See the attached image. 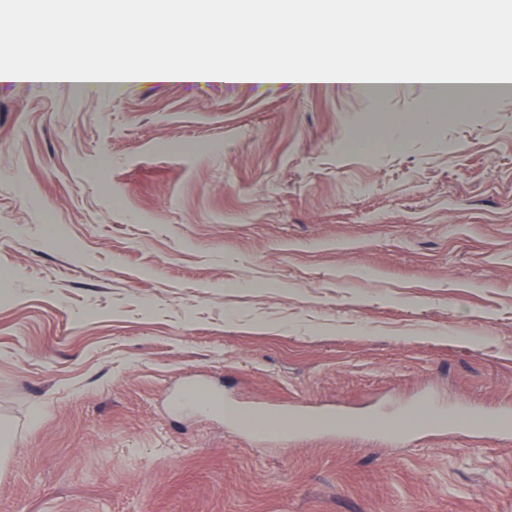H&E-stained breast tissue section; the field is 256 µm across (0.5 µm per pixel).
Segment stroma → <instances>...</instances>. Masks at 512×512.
Here are the masks:
<instances>
[{"instance_id":"obj_1","label":"stroma","mask_w":512,"mask_h":512,"mask_svg":"<svg viewBox=\"0 0 512 512\" xmlns=\"http://www.w3.org/2000/svg\"><path fill=\"white\" fill-rule=\"evenodd\" d=\"M0 80V512H512V443L294 436L512 408V88ZM204 382L263 436L203 404ZM445 113L440 112H423L409 117L397 118L392 124L402 130L415 128L418 132L429 135L436 122L443 118ZM310 420L318 422L319 425L317 426L325 429H335L336 423H341L350 429L364 427V424H366V422L352 418L344 413H341L338 416L333 414H324L316 418H303L300 416L286 415L281 418V424L284 430L289 429L292 431L300 432L301 429L305 428L307 422Z\"/></svg>"}]
</instances>
